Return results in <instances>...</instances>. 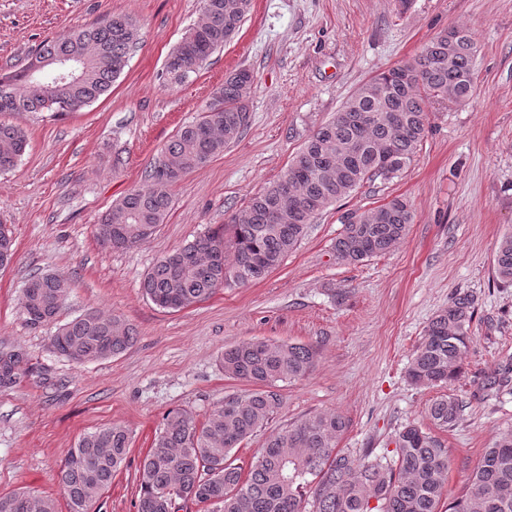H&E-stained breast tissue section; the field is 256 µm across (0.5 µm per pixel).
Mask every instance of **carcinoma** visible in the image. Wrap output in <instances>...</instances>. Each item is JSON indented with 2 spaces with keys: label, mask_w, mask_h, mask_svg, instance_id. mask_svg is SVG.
Segmentation results:
<instances>
[{
  "label": "carcinoma",
  "mask_w": 512,
  "mask_h": 512,
  "mask_svg": "<svg viewBox=\"0 0 512 512\" xmlns=\"http://www.w3.org/2000/svg\"><path fill=\"white\" fill-rule=\"evenodd\" d=\"M251 0H203L205 21L189 28L170 52L166 79L181 83L201 70L239 32ZM138 22L109 14L100 22L42 42L26 67L0 71V113L78 112L105 95L139 45ZM478 48L462 28L443 30L423 50L362 83L334 116L321 123L289 160L280 177L253 194L247 220L220 226L170 251L148 270L146 296L167 310L190 308L218 289L246 286L278 269L297 249L314 218L367 183L401 174L430 128V106L438 99L467 100L475 85ZM68 60L75 79L56 83L57 61ZM253 74L241 69L215 88L198 116L183 125L150 167L146 190L134 189L101 216L98 234L112 229V248L126 249L149 238L165 222L172 188L236 142L248 126ZM395 115L397 127L384 117ZM23 128L0 121V171L24 153ZM352 221L334 245L336 258L359 264L392 251L414 221L401 197L350 213ZM15 251L10 229L0 224V268ZM496 277L512 286V231L499 240ZM21 314L31 325L55 320L58 296L70 285L50 274L30 278ZM474 300L455 294L428 324L408 369L417 387L447 385L459 375L472 342ZM133 325L89 310L60 326L51 347L82 365L116 356L136 339ZM315 348L264 340L243 341L224 351V375L254 389L227 396L206 423L183 408L167 413L140 467L138 512H174L171 501L212 503V512H440L448 492L450 453L416 425L399 431L391 456L368 449L355 456L338 447L347 428L335 413H317L270 435L248 472L231 452L262 429L278 408L277 382L298 380L314 368ZM27 358L0 349V388L14 385ZM462 405L450 393L430 404L436 428L448 430ZM131 444L122 425L101 426L80 437L60 469L69 512H91L112 484ZM26 492L0 495V512H32ZM448 512H512V425L500 430Z\"/></svg>",
  "instance_id": "obj_1"
}]
</instances>
